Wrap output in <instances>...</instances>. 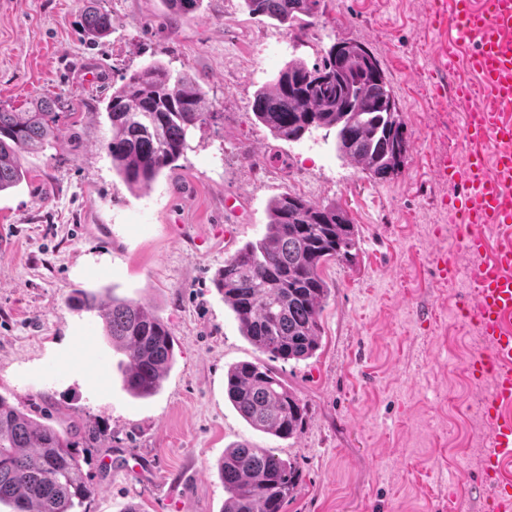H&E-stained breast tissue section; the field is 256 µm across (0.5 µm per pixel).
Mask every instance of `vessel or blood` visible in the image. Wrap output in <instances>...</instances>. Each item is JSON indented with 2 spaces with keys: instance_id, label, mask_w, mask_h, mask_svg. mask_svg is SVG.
Masks as SVG:
<instances>
[{
  "instance_id": "vessel-or-blood-1",
  "label": "vessel or blood",
  "mask_w": 512,
  "mask_h": 512,
  "mask_svg": "<svg viewBox=\"0 0 512 512\" xmlns=\"http://www.w3.org/2000/svg\"><path fill=\"white\" fill-rule=\"evenodd\" d=\"M431 21L451 31V46L476 44L467 66L478 83L455 87L468 146L442 156L439 173L448 182V221L461 250L480 259L473 294L459 312L490 346L470 364L471 376L494 380L483 410L491 424L484 472L495 492L482 509L512 512V480L502 474L512 462V0H436ZM490 225L505 231L493 251Z\"/></svg>"
}]
</instances>
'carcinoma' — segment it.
Masks as SVG:
<instances>
[{
    "instance_id": "1",
    "label": "carcinoma",
    "mask_w": 512,
    "mask_h": 512,
    "mask_svg": "<svg viewBox=\"0 0 512 512\" xmlns=\"http://www.w3.org/2000/svg\"><path fill=\"white\" fill-rule=\"evenodd\" d=\"M170 13L190 18L202 0H163ZM253 15L288 30H304L320 0H244ZM84 36L98 42L112 34V13L89 5ZM319 64L290 60L268 87L254 93L252 112L277 139L299 141L323 128L335 131L337 151L386 180L400 172L408 153L405 123L386 72L363 43L339 42ZM61 101L43 100L33 112L0 105V192L28 176L26 156L57 142ZM110 125L105 149L112 169L131 189L148 186L191 149V131L224 116L210 108L197 78L153 60L129 75L104 99ZM359 239L347 211L285 192L269 206L265 233L224 260L217 279L224 304L240 331L270 361L311 358L321 344L320 314L329 297L320 275L329 261L351 265ZM75 311L99 312L106 336L128 357L124 385L148 398L175 362L167 324L140 303L79 288ZM225 393L253 428L279 439L302 429L307 406L265 362H240L225 373ZM105 441L94 428L58 430L40 423L0 395V504L13 512H77L92 489L83 471L80 440ZM224 512H282L298 490L299 473L266 448L242 442L224 449L218 464Z\"/></svg>"
}]
</instances>
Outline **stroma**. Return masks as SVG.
<instances>
[{"mask_svg": "<svg viewBox=\"0 0 512 512\" xmlns=\"http://www.w3.org/2000/svg\"><path fill=\"white\" fill-rule=\"evenodd\" d=\"M100 4L112 34L93 43L82 0H0V104L58 99L65 110L61 142L29 155L27 179L0 193V395L39 421L104 434V447L84 451L87 512H223L217 463L240 442L298 468L283 512H448L452 496L481 512L490 423L472 406L493 385L469 380L479 348L453 317L480 260L459 254L454 288L432 262L455 237L438 166L463 146L454 86L469 49L447 61L446 36L428 22L433 0H321L300 37L244 0H203L178 22L161 0ZM344 40L374 53L406 124L405 164L387 180L341 158L334 133L277 140L251 110L288 61L314 64ZM153 60L195 75L224 117L133 191L103 147L102 100ZM287 191L345 209L360 251L354 264L321 268L330 294L315 355L275 364L308 408L282 440L248 425L224 392L227 368L261 355L214 279ZM75 288L112 289L168 324L175 364L156 395L126 392L128 358L96 313L67 307Z\"/></svg>", "mask_w": 512, "mask_h": 512, "instance_id": "35a3bbf8", "label": "stroma"}]
</instances>
